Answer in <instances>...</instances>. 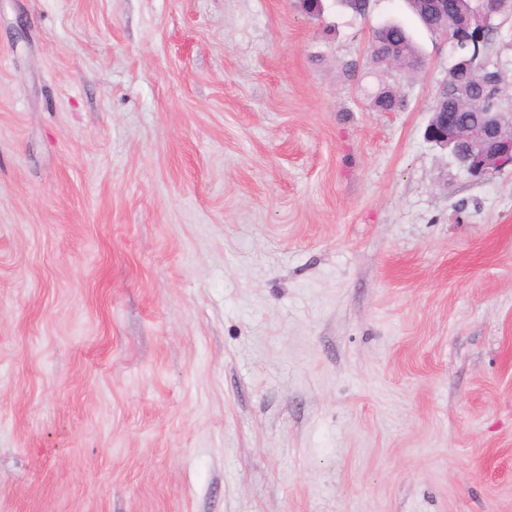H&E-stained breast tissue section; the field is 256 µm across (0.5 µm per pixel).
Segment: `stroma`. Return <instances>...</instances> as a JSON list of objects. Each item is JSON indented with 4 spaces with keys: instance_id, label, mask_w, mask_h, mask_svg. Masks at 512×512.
<instances>
[{
    "instance_id": "obj_1",
    "label": "stroma",
    "mask_w": 512,
    "mask_h": 512,
    "mask_svg": "<svg viewBox=\"0 0 512 512\" xmlns=\"http://www.w3.org/2000/svg\"><path fill=\"white\" fill-rule=\"evenodd\" d=\"M451 62L405 0H0V512H512V167L425 139ZM398 45V53L394 65L405 74H414L423 68L424 59L416 49L412 37L407 30L397 23L382 24L372 30L369 51L372 60L381 64L379 57L385 48Z\"/></svg>"
}]
</instances>
